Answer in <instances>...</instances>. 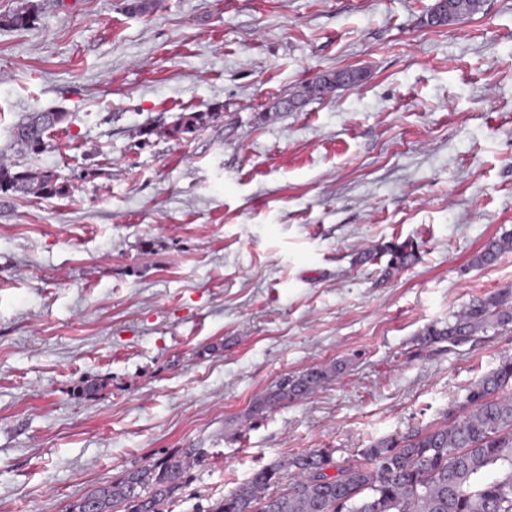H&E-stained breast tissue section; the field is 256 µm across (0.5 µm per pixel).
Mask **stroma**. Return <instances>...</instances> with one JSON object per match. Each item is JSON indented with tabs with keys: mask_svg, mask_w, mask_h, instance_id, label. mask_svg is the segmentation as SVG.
I'll return each instance as SVG.
<instances>
[{
	"mask_svg": "<svg viewBox=\"0 0 512 512\" xmlns=\"http://www.w3.org/2000/svg\"><path fill=\"white\" fill-rule=\"evenodd\" d=\"M32 2L16 29L0 0V148L64 113L21 162L69 191L0 193V512H63L183 448L206 459L166 512H208L261 467L441 422L512 357V325L416 341L512 306V252L471 264L512 233V0L447 25L435 0ZM190 112L214 118L171 136ZM404 241L418 260L388 270ZM360 76L358 73H324L320 75L311 84L305 86L304 95L324 94L330 92L338 85H354L359 80ZM48 116H54L55 123L46 121ZM65 118L62 112H41L35 113L28 117L25 121L18 123L14 128L13 145L10 150L19 155L39 154L43 151L45 141V133L54 128L57 124L61 123ZM24 128L23 133H17V129ZM13 146V148H12ZM507 252H512V234H505L487 241L480 252L475 255L473 264L477 266L492 264L499 256ZM381 255H388L389 269H401L413 264L418 258L417 247L412 242H391L380 249ZM494 323H512V308L503 307V301L498 296L476 299L448 321H435L425 326L417 340L423 347L444 342L448 343V348L476 343L479 334L486 332ZM338 371V365L334 364L328 367L310 368L300 374H287L255 402L254 412L260 413L281 402L304 398L331 381Z\"/></svg>",
	"mask_w": 512,
	"mask_h": 512,
	"instance_id": "stroma-1",
	"label": "stroma"
}]
</instances>
